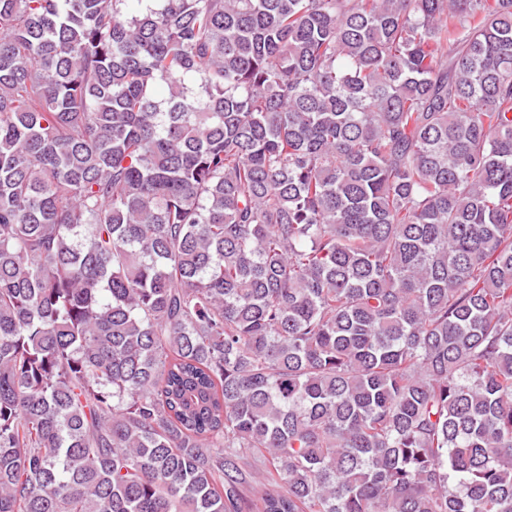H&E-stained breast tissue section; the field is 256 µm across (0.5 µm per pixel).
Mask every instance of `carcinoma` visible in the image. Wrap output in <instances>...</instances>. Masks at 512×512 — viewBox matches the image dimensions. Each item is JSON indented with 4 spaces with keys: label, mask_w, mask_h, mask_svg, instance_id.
<instances>
[{
    "label": "carcinoma",
    "mask_w": 512,
    "mask_h": 512,
    "mask_svg": "<svg viewBox=\"0 0 512 512\" xmlns=\"http://www.w3.org/2000/svg\"><path fill=\"white\" fill-rule=\"evenodd\" d=\"M0 512H512V0H0Z\"/></svg>",
    "instance_id": "obj_1"
}]
</instances>
